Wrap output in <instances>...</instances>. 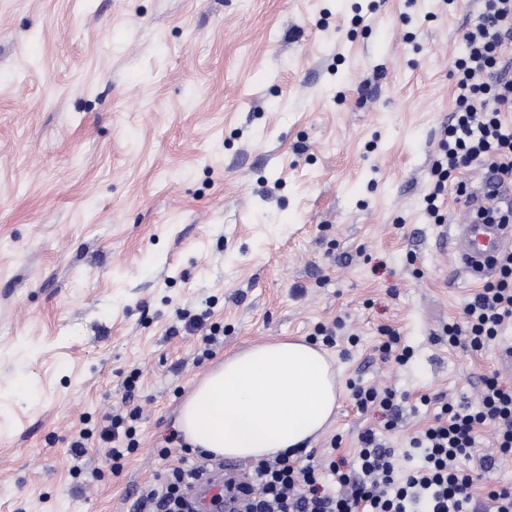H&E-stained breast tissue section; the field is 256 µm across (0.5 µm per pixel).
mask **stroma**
<instances>
[{
  "mask_svg": "<svg viewBox=\"0 0 512 512\" xmlns=\"http://www.w3.org/2000/svg\"><path fill=\"white\" fill-rule=\"evenodd\" d=\"M478 0H0V512H135L180 456L178 410L225 356L341 321L333 436L380 428L348 382L434 402L512 387V322L479 351L439 336L474 282L428 223V166ZM224 329L172 335L179 309ZM412 355L380 359L382 328ZM139 371L134 398L125 381ZM429 404H421V397ZM139 406V448L72 471L70 440Z\"/></svg>",
  "mask_w": 512,
  "mask_h": 512,
  "instance_id": "35a3bbf8",
  "label": "stroma"
}]
</instances>
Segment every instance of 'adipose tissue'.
<instances>
[{
	"label": "adipose tissue",
	"mask_w": 512,
	"mask_h": 512,
	"mask_svg": "<svg viewBox=\"0 0 512 512\" xmlns=\"http://www.w3.org/2000/svg\"><path fill=\"white\" fill-rule=\"evenodd\" d=\"M336 401L335 375L323 351L274 340L207 372L183 402L177 426L192 447L257 461L309 447L331 424Z\"/></svg>",
	"instance_id": "ef3b65f1"
}]
</instances>
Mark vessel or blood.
<instances>
[{
	"instance_id": "b4317fda",
	"label": "vessel or blood",
	"mask_w": 512,
	"mask_h": 512,
	"mask_svg": "<svg viewBox=\"0 0 512 512\" xmlns=\"http://www.w3.org/2000/svg\"><path fill=\"white\" fill-rule=\"evenodd\" d=\"M437 245L448 253L453 266L469 280L480 281L490 276L500 255L512 249L511 224H481L460 219L445 225ZM224 463L208 464V476L196 488L199 501L218 494L222 487Z\"/></svg>"
}]
</instances>
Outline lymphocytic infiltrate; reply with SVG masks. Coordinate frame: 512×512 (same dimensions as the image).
Here are the masks:
<instances>
[{"label": "lymphocytic infiltrate", "instance_id": "1", "mask_svg": "<svg viewBox=\"0 0 512 512\" xmlns=\"http://www.w3.org/2000/svg\"><path fill=\"white\" fill-rule=\"evenodd\" d=\"M476 23L465 30L466 53L454 65L459 91L457 108L443 131L429 166L431 189L425 197L426 214L434 224L446 221L444 204L449 194L470 200L474 192L466 171L484 172V201L476 210L485 222L512 223V203L505 197L512 190V0H482ZM180 331L199 336L198 360L213 355L221 332L211 323L209 311H180ZM512 321V252L503 255L497 277L477 289L464 307L462 320H449L441 333L450 345L478 351L494 342L503 326ZM359 409H377L386 430L397 427L402 406L391 389L351 383ZM140 408L107 415L99 429H80L70 442L72 469L83 472L85 448L91 438L106 444L113 472H121L124 460L139 447L137 425ZM492 428L501 452L512 451V388L500 385L497 376L483 379L476 407L443 403L432 421L409 445L418 450L421 462L404 470L397 455L373 429L359 436L356 469H348L338 450L340 437H333L324 466L303 463L300 457L282 453L255 463L248 475L230 478L217 498L224 512H468L477 492H484L494 512H512V483H485L493 468L484 456L478 469L462 467L470 458L476 433ZM168 464L154 482L138 489L137 512H198L194 486L205 475L210 454L198 461L172 457L160 449ZM328 469L340 486L332 491L321 480Z\"/></svg>", "mask_w": 512, "mask_h": 512}]
</instances>
